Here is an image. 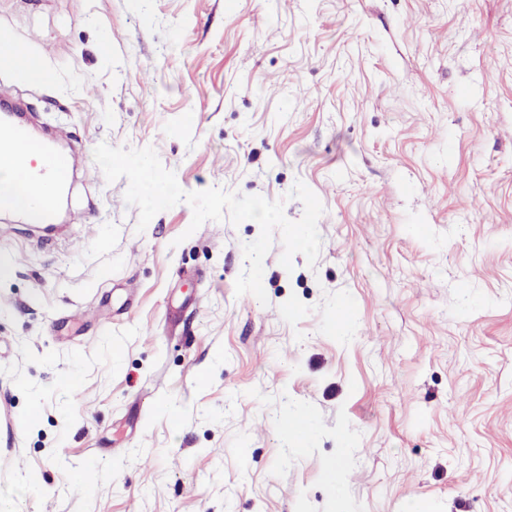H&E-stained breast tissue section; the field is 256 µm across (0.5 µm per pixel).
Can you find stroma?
I'll return each instance as SVG.
<instances>
[{
	"label": "stroma",
	"instance_id": "1",
	"mask_svg": "<svg viewBox=\"0 0 512 512\" xmlns=\"http://www.w3.org/2000/svg\"><path fill=\"white\" fill-rule=\"evenodd\" d=\"M0 33L53 73L0 106L84 156L54 230L0 212V512H512V0H0ZM103 142L292 221L305 183L316 262L274 238L236 295L259 224L138 230Z\"/></svg>",
	"mask_w": 512,
	"mask_h": 512
}]
</instances>
